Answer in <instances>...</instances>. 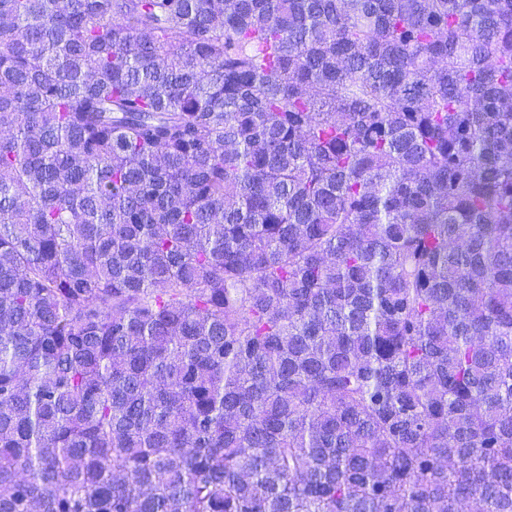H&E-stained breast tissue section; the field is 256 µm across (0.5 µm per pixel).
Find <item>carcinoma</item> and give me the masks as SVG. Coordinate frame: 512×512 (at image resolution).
Instances as JSON below:
<instances>
[{"mask_svg":"<svg viewBox=\"0 0 512 512\" xmlns=\"http://www.w3.org/2000/svg\"><path fill=\"white\" fill-rule=\"evenodd\" d=\"M0 512H512V0H0Z\"/></svg>","mask_w":512,"mask_h":512,"instance_id":"cac0c4a2","label":"carcinoma"}]
</instances>
